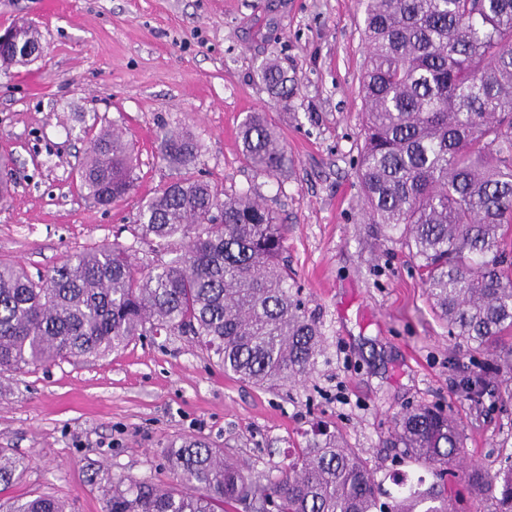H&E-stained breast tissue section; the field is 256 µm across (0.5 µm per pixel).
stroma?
I'll list each match as a JSON object with an SVG mask.
<instances>
[{
  "label": "stroma",
  "instance_id": "stroma-1",
  "mask_svg": "<svg viewBox=\"0 0 512 512\" xmlns=\"http://www.w3.org/2000/svg\"><path fill=\"white\" fill-rule=\"evenodd\" d=\"M363 19L360 0H0V27L28 22L44 46L31 62L0 65V163L15 171L0 202V260L44 274L116 239L140 268L174 257L181 240L157 252L134 228L142 201L172 177L157 136L183 129L201 144L195 176L251 191L286 225L288 265L324 345L305 383L276 389L224 374L178 332L96 360L0 372V448L30 461L5 498L47 494L102 512L90 468L170 481L162 451L185 436L273 475L317 425L378 479L414 477L387 440L393 416L422 404L448 407L485 468L512 451V403L463 397L470 351L435 318L407 248L362 214ZM269 60L294 79L287 105L259 77ZM258 110L293 160L277 179L239 150V127ZM113 126L134 145L139 180L105 210L84 200L76 168Z\"/></svg>",
  "mask_w": 512,
  "mask_h": 512
}]
</instances>
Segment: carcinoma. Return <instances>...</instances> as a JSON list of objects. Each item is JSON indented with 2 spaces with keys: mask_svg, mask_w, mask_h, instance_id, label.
<instances>
[{
  "mask_svg": "<svg viewBox=\"0 0 512 512\" xmlns=\"http://www.w3.org/2000/svg\"><path fill=\"white\" fill-rule=\"evenodd\" d=\"M368 52L360 94L365 127L356 177L371 224L399 234L417 261L427 298L448 334L474 352L494 348L512 366V0H363ZM277 102L293 88L272 61L260 69ZM246 162L276 178L288 154L260 112L240 126ZM201 145L165 130L157 153L175 171L139 211L137 238L181 253L146 272L119 242L72 255L30 277L0 261V372L96 359L149 333L194 336L224 372L258 386L306 381L322 353L319 321L290 283L285 229L247 193L224 194L192 175ZM86 199L120 201L137 180L128 139L102 130L79 166ZM466 397L488 394L482 374ZM391 447L433 476L384 489L369 461L328 439L301 450L275 478L255 474L196 437L162 456L167 486L107 468L91 471L102 512H468L455 476L495 512H512V453L488 471L468 459L458 423L438 406L395 418ZM30 460L0 448V486ZM0 512H71L51 495L0 502Z\"/></svg>",
  "mask_w": 512,
  "mask_h": 512,
  "instance_id": "1",
  "label": "carcinoma"
}]
</instances>
